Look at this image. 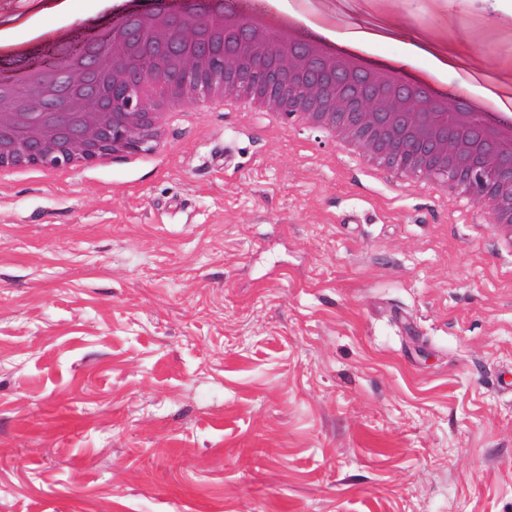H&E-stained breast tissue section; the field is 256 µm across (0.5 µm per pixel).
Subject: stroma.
Returning <instances> with one entry per match:
<instances>
[{
    "label": "stroma",
    "instance_id": "35a3bbf8",
    "mask_svg": "<svg viewBox=\"0 0 512 512\" xmlns=\"http://www.w3.org/2000/svg\"><path fill=\"white\" fill-rule=\"evenodd\" d=\"M375 10L512 53V0ZM165 143L0 183V512H512L490 210L241 100Z\"/></svg>",
    "mask_w": 512,
    "mask_h": 512
}]
</instances>
